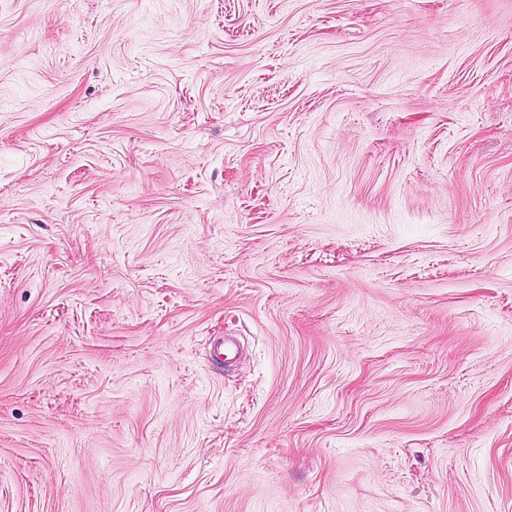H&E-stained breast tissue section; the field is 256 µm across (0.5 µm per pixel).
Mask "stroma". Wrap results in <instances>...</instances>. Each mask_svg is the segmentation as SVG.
I'll use <instances>...</instances> for the list:
<instances>
[{"label":"stroma","instance_id":"obj_1","mask_svg":"<svg viewBox=\"0 0 512 512\" xmlns=\"http://www.w3.org/2000/svg\"><path fill=\"white\" fill-rule=\"evenodd\" d=\"M0 512H512V0H0Z\"/></svg>","mask_w":512,"mask_h":512}]
</instances>
